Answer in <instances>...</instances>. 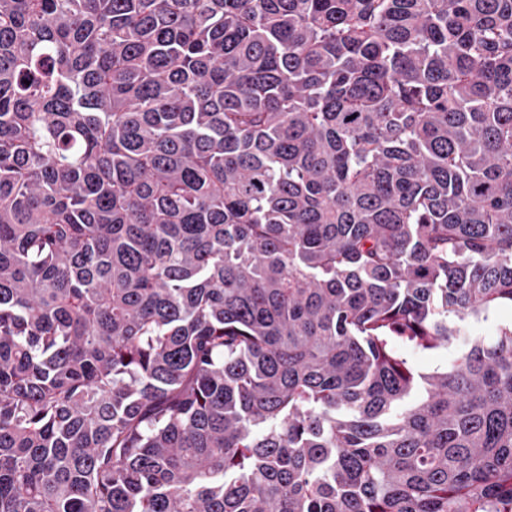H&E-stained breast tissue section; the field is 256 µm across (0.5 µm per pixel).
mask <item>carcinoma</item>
I'll return each mask as SVG.
<instances>
[{
	"label": "carcinoma",
	"instance_id": "cac0c4a2",
	"mask_svg": "<svg viewBox=\"0 0 512 512\" xmlns=\"http://www.w3.org/2000/svg\"><path fill=\"white\" fill-rule=\"evenodd\" d=\"M508 305L512 0H0V512H512ZM512 323V308L503 307L487 319L481 317H469L465 321V330L472 337L492 340L497 336L498 329L502 324ZM399 351L409 359L415 369L424 374L446 370L458 349L456 344L440 348L418 351L399 347Z\"/></svg>",
	"mask_w": 512,
	"mask_h": 512
}]
</instances>
